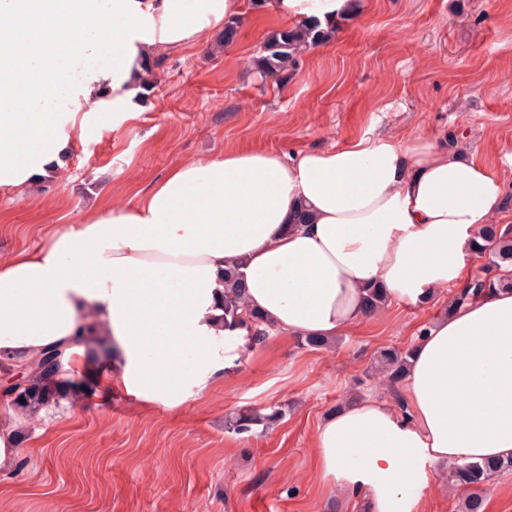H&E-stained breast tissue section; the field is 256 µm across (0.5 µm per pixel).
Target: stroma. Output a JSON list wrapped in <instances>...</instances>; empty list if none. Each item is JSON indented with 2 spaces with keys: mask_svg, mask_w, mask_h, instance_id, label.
<instances>
[{
  "mask_svg": "<svg viewBox=\"0 0 512 512\" xmlns=\"http://www.w3.org/2000/svg\"><path fill=\"white\" fill-rule=\"evenodd\" d=\"M278 26L272 7L256 8L233 44L212 37L163 56L136 119L74 141L61 179L0 196V258L229 145L293 156L380 134L467 146L501 178L509 203L495 222L512 227V0H358L276 83L254 59ZM453 294L386 305L327 349L267 334L174 410L85 383L52 421L28 420L21 465L0 476V512H327L322 418L351 394L388 396L379 352L412 346ZM274 406L285 415L273 426L224 429L238 409Z\"/></svg>",
  "mask_w": 512,
  "mask_h": 512,
  "instance_id": "1",
  "label": "stroma"
}]
</instances>
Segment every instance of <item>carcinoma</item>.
<instances>
[{
  "mask_svg": "<svg viewBox=\"0 0 512 512\" xmlns=\"http://www.w3.org/2000/svg\"><path fill=\"white\" fill-rule=\"evenodd\" d=\"M332 27L322 28L316 19H311L289 30L272 32L263 45L255 62L260 72L276 80L283 78L288 67L296 64L297 57L307 49L327 40ZM479 257H487L493 265L512 264V229L488 224L483 227L481 241L473 244ZM494 289L512 290V277H475L465 288L448 301V308L462 305L475 295ZM244 286L235 270L224 272V324L231 326L243 318ZM411 349L385 348L380 351L378 364L387 386L393 393V404L402 413H407V405L399 392ZM58 365V353L47 351L43 357L29 366L26 373L27 387L21 389L12 402L18 410L33 415L44 402L67 395L60 383L54 382ZM282 411L274 408L262 414L245 410L227 417L225 429L235 434L250 433L256 425H264L279 420ZM512 473V458L507 460L477 462H454L448 471V483L454 490L464 494L462 512H483V501L479 490L491 479Z\"/></svg>",
  "mask_w": 512,
  "mask_h": 512,
  "instance_id": "cac0c4a2",
  "label": "carcinoma"
}]
</instances>
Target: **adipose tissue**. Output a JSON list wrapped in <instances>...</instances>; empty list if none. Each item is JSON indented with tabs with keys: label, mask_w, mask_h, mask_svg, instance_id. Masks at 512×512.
<instances>
[{
	"label": "adipose tissue",
	"mask_w": 512,
	"mask_h": 512,
	"mask_svg": "<svg viewBox=\"0 0 512 512\" xmlns=\"http://www.w3.org/2000/svg\"><path fill=\"white\" fill-rule=\"evenodd\" d=\"M246 0H0V195L58 179L75 139L138 116L148 60L244 16ZM281 28L353 0H276ZM503 210L500 178L464 146L359 140L296 156L239 148L171 168L136 201L93 209L0 260V370L59 351L77 382L107 347L104 385L176 408L253 341L224 324V271L270 331L332 342L371 288L417 303L462 287L471 243ZM407 413L363 396L327 414L317 475L365 512H420L434 470L512 457V291L432 322L403 379Z\"/></svg>",
	"instance_id": "adipose-tissue-1"
}]
</instances>
